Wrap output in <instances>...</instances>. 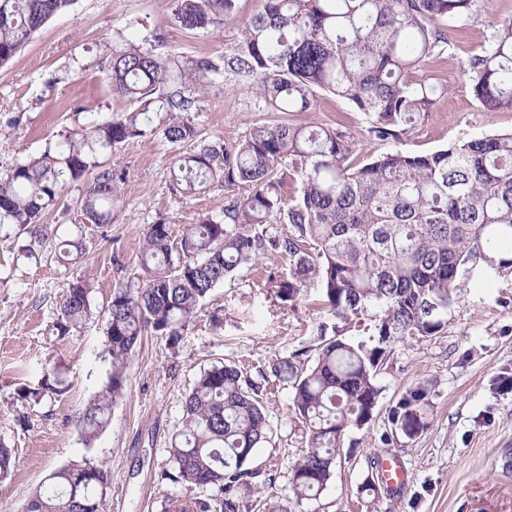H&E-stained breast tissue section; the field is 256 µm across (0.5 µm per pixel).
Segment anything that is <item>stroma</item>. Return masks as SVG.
Masks as SVG:
<instances>
[{"instance_id":"stroma-1","label":"stroma","mask_w":512,"mask_h":512,"mask_svg":"<svg viewBox=\"0 0 512 512\" xmlns=\"http://www.w3.org/2000/svg\"><path fill=\"white\" fill-rule=\"evenodd\" d=\"M260 7L261 0H238L236 22L191 32L174 21L173 0H76L0 67V174L39 156L47 143L60 142L70 131L129 110L107 81L116 32L136 39L159 29L167 51L216 59L235 42L240 22ZM509 19L512 0H480L471 19L449 23L446 56L427 67L447 83L448 93L403 137L401 149L429 152L512 130L511 111L478 109L464 73L470 56ZM249 98L244 89L215 88L201 95L193 115L201 136L230 144L248 127L269 121V114L250 108ZM289 119L307 125L341 119L359 136L366 127L362 112L327 94L320 95L315 110ZM174 152L161 136L147 135L101 154V162L124 177L112 222L101 228L80 221L89 178L69 184L42 221L56 228L58 239L82 235L85 254L76 264L58 263L47 250L18 259L19 240L0 234V441L15 457L11 474L0 481V512H23L52 472L86 458L112 474L109 512H166L177 498L220 497L215 487L159 478L166 449L182 425L184 397L200 371L226 363L258 378L269 372L272 359L315 345L321 326L336 322L318 289L288 306L266 288L268 272H288L287 258L269 257L210 294L178 350L169 349L165 337L144 336L109 424L93 446H85L80 413L111 370L102 312L117 279L138 273L147 224L163 218L178 234L224 208L220 185L192 197L171 191ZM80 276L92 283L94 313L61 339L51 327L69 282ZM458 296L443 333L396 344L377 376L382 393L375 420L345 435L336 473L315 499L299 501L291 492L292 467L305 448L290 410L291 388L274 380L264 385L261 397L273 435L248 462L265 485L251 512H266L271 504L288 512H512V384L500 382L501 376L512 377V273L474 270L460 281ZM48 363L56 366L67 391L39 401L24 398V388L37 386ZM417 381L431 384L430 426L394 446L406 484L372 494L365 486L378 478L372 460L384 455L386 412Z\"/></svg>"}]
</instances>
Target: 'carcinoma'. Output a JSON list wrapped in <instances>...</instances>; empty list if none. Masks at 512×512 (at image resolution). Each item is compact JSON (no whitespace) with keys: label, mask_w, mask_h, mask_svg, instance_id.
Instances as JSON below:
<instances>
[{"label":"carcinoma","mask_w":512,"mask_h":512,"mask_svg":"<svg viewBox=\"0 0 512 512\" xmlns=\"http://www.w3.org/2000/svg\"><path fill=\"white\" fill-rule=\"evenodd\" d=\"M76 0H0V67L53 16ZM237 0H174V20L190 31L232 22ZM478 0H263L224 56L189 58L163 51L162 32L139 42L112 40V94L133 109L47 146L40 156L0 177V227L11 224L42 244L56 237L43 214L69 184L93 179L81 204L84 223H112L122 175L101 165L97 151L162 132L182 147L173 161V188L185 197L216 183L229 192L223 214L208 216L173 239L160 218L147 225L141 274L119 284L105 309L111 372L82 411L85 444L109 424L126 388L127 369L144 332L178 348L211 292L270 254L288 257V276L270 273L268 287L285 304L317 288L342 322L370 313L374 345L353 342L344 327L320 329L315 353L297 350L274 360L271 376L292 388L291 410L306 447L292 468L300 501L318 496L336 471L343 438L374 418L377 375L393 345L437 336L457 303V282L480 267L512 272V130L462 140L432 152L395 147L356 161L361 141L342 121L316 125L275 120L250 127L232 144L198 138L191 114L198 95L224 82L245 88L254 109L308 112L317 93L342 98L363 112L368 137L398 141L445 97L448 86L426 75L447 51V28L476 12ZM465 74L484 112L512 111V22L494 29L470 57ZM296 184L284 193L286 182ZM282 229H277L276 225ZM80 237L66 240L58 259L83 254ZM92 285L69 283L53 322L63 338L92 315ZM58 371L45 366L34 399L64 392ZM260 387L234 365L200 372L183 401L182 429L167 448L159 479L216 486L217 512H245L262 493L247 468L272 428ZM428 386L417 384L388 412L391 433L409 440L430 425ZM56 490L33 494L24 512H108L111 473L92 462L51 474Z\"/></svg>","instance_id":"1"}]
</instances>
